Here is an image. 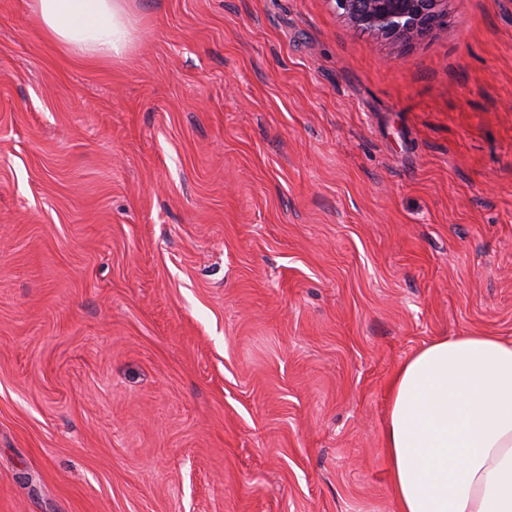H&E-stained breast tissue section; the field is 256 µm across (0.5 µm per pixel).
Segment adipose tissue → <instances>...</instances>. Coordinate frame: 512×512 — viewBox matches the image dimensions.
<instances>
[{
    "instance_id": "obj_1",
    "label": "adipose tissue",
    "mask_w": 512,
    "mask_h": 512,
    "mask_svg": "<svg viewBox=\"0 0 512 512\" xmlns=\"http://www.w3.org/2000/svg\"><path fill=\"white\" fill-rule=\"evenodd\" d=\"M65 50L118 59L137 20L128 0H32ZM397 512H512V341L434 340L398 368L383 428Z\"/></svg>"
}]
</instances>
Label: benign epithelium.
Wrapping results in <instances>:
<instances>
[{"label":"benign epithelium","mask_w":512,"mask_h":512,"mask_svg":"<svg viewBox=\"0 0 512 512\" xmlns=\"http://www.w3.org/2000/svg\"><path fill=\"white\" fill-rule=\"evenodd\" d=\"M355 31L394 43L423 38L448 24L447 0H333Z\"/></svg>","instance_id":"benign-epithelium-1"}]
</instances>
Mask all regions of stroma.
<instances>
[{"label": "stroma", "mask_w": 512, "mask_h": 512, "mask_svg": "<svg viewBox=\"0 0 512 512\" xmlns=\"http://www.w3.org/2000/svg\"><path fill=\"white\" fill-rule=\"evenodd\" d=\"M0 0V512H396L400 365L512 339V0ZM128 0H33L43 34L63 49L91 58L119 59L137 29ZM354 31L394 43L423 38L448 24L447 0H333Z\"/></svg>", "instance_id": "obj_1"}]
</instances>
